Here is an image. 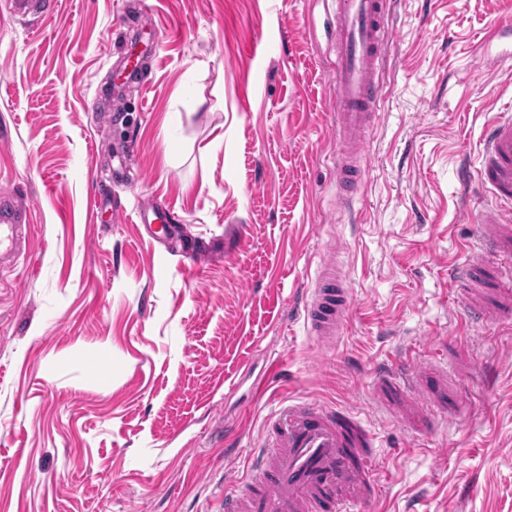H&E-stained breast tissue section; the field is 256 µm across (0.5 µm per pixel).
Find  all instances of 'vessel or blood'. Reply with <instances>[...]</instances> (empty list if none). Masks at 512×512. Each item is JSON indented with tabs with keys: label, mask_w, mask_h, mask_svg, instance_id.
Returning <instances> with one entry per match:
<instances>
[{
	"label": "vessel or blood",
	"mask_w": 512,
	"mask_h": 512,
	"mask_svg": "<svg viewBox=\"0 0 512 512\" xmlns=\"http://www.w3.org/2000/svg\"><path fill=\"white\" fill-rule=\"evenodd\" d=\"M330 37L336 57V132L344 151L336 164V189L351 207L366 179V132L381 95V59L387 43L389 0H333ZM53 0H12L17 19L49 16ZM472 177L482 196L476 212L478 246L449 264L469 324L512 323V100L491 109L484 123ZM28 207L14 193L0 195V257H20L19 236ZM352 290L339 262L321 263L302 317L318 343L342 335ZM466 361L421 363L410 355L373 375L385 415L416 434L447 418L449 373L467 374ZM377 436L356 412L304 398L281 404L264 422V439L242 487L225 495L224 512H371L379 495L374 470Z\"/></svg>",
	"instance_id": "obj_1"
}]
</instances>
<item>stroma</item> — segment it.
Returning <instances> with one entry per match:
<instances>
[{"label":"stroma","mask_w":512,"mask_h":512,"mask_svg":"<svg viewBox=\"0 0 512 512\" xmlns=\"http://www.w3.org/2000/svg\"><path fill=\"white\" fill-rule=\"evenodd\" d=\"M0 0V192L31 211L0 270V512H220L270 410L315 398L376 432L374 512H512V327L470 330L448 264L477 225L460 165L512 99V0H390L370 170L336 204L330 0ZM161 40L132 37L139 17ZM148 58L133 82L134 49ZM103 195L107 206L96 209ZM174 212L148 236L134 211ZM201 247V271L186 252ZM338 260L337 344L301 317ZM465 340L453 422L412 436L375 410L376 365ZM11 2L12 16L22 20L35 15L38 18H46L52 13L56 5V2L51 0H13Z\"/></svg>","instance_id":"1"}]
</instances>
